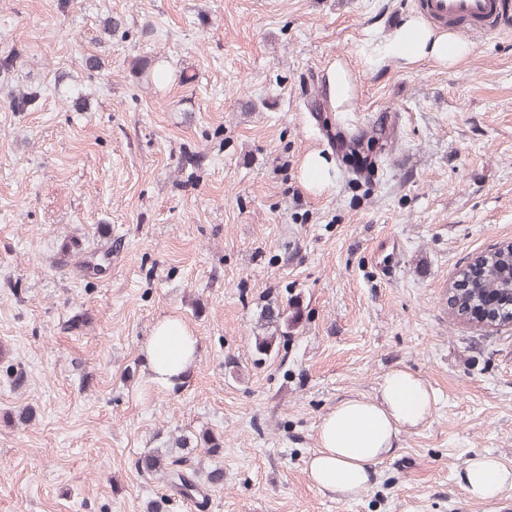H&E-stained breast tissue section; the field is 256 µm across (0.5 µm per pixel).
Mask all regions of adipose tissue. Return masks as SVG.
<instances>
[{"mask_svg": "<svg viewBox=\"0 0 512 512\" xmlns=\"http://www.w3.org/2000/svg\"><path fill=\"white\" fill-rule=\"evenodd\" d=\"M470 52L467 43L410 17L391 35L375 41L368 57L378 66L389 60L407 64L431 60L454 65ZM197 339L184 322L168 317L158 322L146 344L151 381L166 384L182 378L197 355ZM433 409L424 382L406 369L384 377L375 398L340 401L323 417L318 446L309 462V476L320 490L350 499L369 482L375 465L397 447L402 431L420 426ZM469 498L491 500L512 484V470L497 459H470L462 475Z\"/></svg>", "mask_w": 512, "mask_h": 512, "instance_id": "ef3b65f1", "label": "adipose tissue"}]
</instances>
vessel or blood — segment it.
I'll return each mask as SVG.
<instances>
[{
    "instance_id": "obj_1",
    "label": "vessel or blood",
    "mask_w": 512,
    "mask_h": 512,
    "mask_svg": "<svg viewBox=\"0 0 512 512\" xmlns=\"http://www.w3.org/2000/svg\"><path fill=\"white\" fill-rule=\"evenodd\" d=\"M421 13L433 24L475 33L512 30V0H417Z\"/></svg>"
}]
</instances>
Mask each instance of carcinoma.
<instances>
[{
  "label": "carcinoma",
  "instance_id": "1",
  "mask_svg": "<svg viewBox=\"0 0 512 512\" xmlns=\"http://www.w3.org/2000/svg\"><path fill=\"white\" fill-rule=\"evenodd\" d=\"M132 70L158 84H165L171 79L168 70L155 57L137 59ZM55 88L71 103L72 110H81L84 100L82 85L69 73H58ZM39 97V92L31 88L16 89L9 94L6 103L13 112H27L35 107ZM108 267L109 263L101 260L96 252L89 253L83 259L84 272L88 275H98ZM462 288L459 307L475 306L491 298L495 300L501 316L512 319V248L501 245L489 253L482 276L463 281ZM301 320L302 310L297 299L291 303L289 310L273 301L266 303L253 336V354L263 360L280 351V348L287 347L288 337ZM172 443L179 448V452L156 448L136 460V469L148 477H163L172 493L204 510L208 507L205 489L223 484L224 470L220 467L204 469L203 458L214 459L223 455L224 440L219 435L202 430L192 435L181 434Z\"/></svg>",
  "mask_w": 512,
  "mask_h": 512
}]
</instances>
